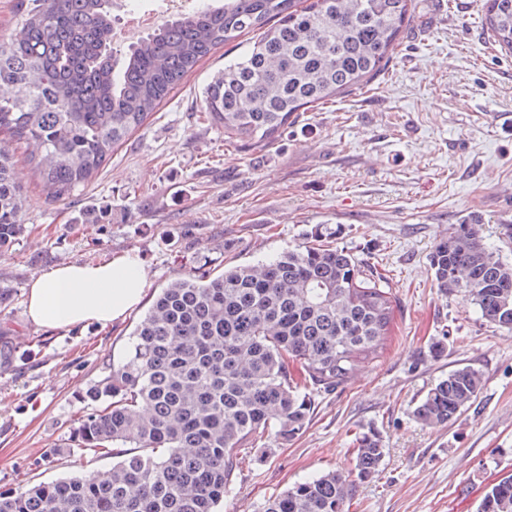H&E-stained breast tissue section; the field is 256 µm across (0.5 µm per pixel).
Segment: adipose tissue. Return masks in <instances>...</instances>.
Returning <instances> with one entry per match:
<instances>
[{"label":"adipose tissue","instance_id":"obj_1","mask_svg":"<svg viewBox=\"0 0 512 512\" xmlns=\"http://www.w3.org/2000/svg\"><path fill=\"white\" fill-rule=\"evenodd\" d=\"M148 284V270L136 254L75 260L32 275L28 317L49 329L106 325L140 304Z\"/></svg>","mask_w":512,"mask_h":512}]
</instances>
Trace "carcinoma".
I'll return each mask as SVG.
<instances>
[{"label":"carcinoma","instance_id":"obj_1","mask_svg":"<svg viewBox=\"0 0 512 512\" xmlns=\"http://www.w3.org/2000/svg\"><path fill=\"white\" fill-rule=\"evenodd\" d=\"M115 0H22L0 40V247L19 234L26 198L9 141L26 145L45 191L68 198L143 127L213 49L262 37L224 62L203 91L210 124L231 141L274 142L299 112L361 90L383 72L414 0H208L117 51ZM494 42L512 51V0H484ZM438 288L512 330V266L473 224L434 244ZM395 297L383 275L336 246L304 245L217 273L199 264L160 288L131 332L127 356L84 395L70 430L81 457L131 452L106 470L0 492V512H217L238 449L267 434L288 441L309 423L313 395L347 382L388 340ZM468 366L416 402L436 427L478 396ZM384 454L356 439L358 474ZM347 476L289 486L264 512H345ZM478 512H512V475L486 486Z\"/></svg>","mask_w":512,"mask_h":512}]
</instances>
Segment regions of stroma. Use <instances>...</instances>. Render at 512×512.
I'll list each match as a JSON object with an SVG mask.
<instances>
[{"mask_svg": "<svg viewBox=\"0 0 512 512\" xmlns=\"http://www.w3.org/2000/svg\"><path fill=\"white\" fill-rule=\"evenodd\" d=\"M483 17L480 0H417L379 77L300 113L271 145L227 141L199 117L210 74L256 31L202 59L79 196L49 199L14 144L28 205L0 252V490L111 468L112 456L64 451L81 396L125 358L159 288L191 262L220 270L320 237L386 276L391 342L317 395L299 436L240 448L221 512H263L286 487L333 470L352 483L348 512H476L485 487L512 474V331L437 288L430 257L449 229L476 224L512 264V52ZM129 252L149 287L124 319L56 330L27 321L33 273ZM465 365L484 375L476 401L448 425L417 423L415 402ZM369 430L384 457L362 477L354 439Z\"/></svg>", "mask_w": 512, "mask_h": 512, "instance_id": "stroma-1", "label": "stroma"}]
</instances>
